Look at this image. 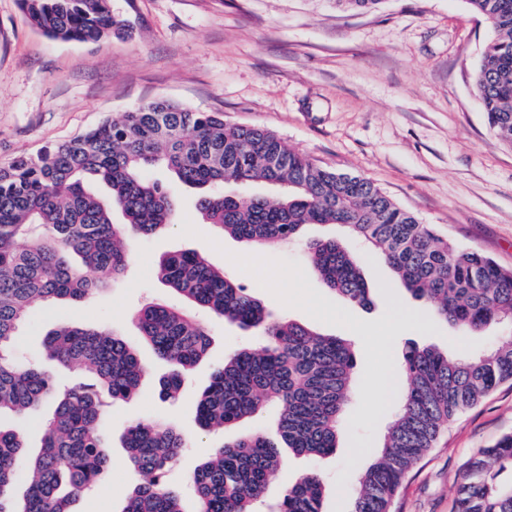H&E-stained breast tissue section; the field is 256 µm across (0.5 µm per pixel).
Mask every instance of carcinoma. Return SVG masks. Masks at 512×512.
<instances>
[{
  "label": "carcinoma",
  "instance_id": "obj_1",
  "mask_svg": "<svg viewBox=\"0 0 512 512\" xmlns=\"http://www.w3.org/2000/svg\"><path fill=\"white\" fill-rule=\"evenodd\" d=\"M28 24L60 41L98 42L131 36L112 0H18ZM492 28L474 74V90L490 130L512 145V0H468ZM162 166L202 190L198 209L210 224L249 244L298 239L307 224H334L382 256L400 287L433 307L460 331L475 335L512 320V270L483 253L454 245L401 208L373 182L313 163L271 131L224 123L158 98L108 119L69 141L0 167V414H22L46 398L56 401L40 452L25 453L23 435L0 427V512H71L73 499L97 485L111 465L99 433L104 399L126 400L145 372L132 343L104 328H62L44 341L48 356L89 366L94 378L59 386L40 370L19 364L9 349L19 325L39 303L81 301L119 279L131 242L174 224L175 200L148 179ZM104 181L110 201L86 188ZM263 182L275 197L227 195V182ZM119 210L125 224L112 223ZM311 267L327 288L367 306L371 288L359 255L334 237L307 244ZM158 278L184 299L262 340L224 358L201 393L196 418L204 431L233 428L280 407L279 440L261 432L215 448L191 477L197 512H257L286 448L322 457L337 448L338 428L351 400L354 354L335 336L268 313L224 269L185 251L163 257ZM142 340L171 366L160 396L178 398L184 377L206 356L204 322L180 308L148 302L135 313ZM407 386L401 393L380 458L359 476L352 512H395L397 492L458 414L512 380V338L490 352L453 359L432 345L402 351ZM186 440L166 422L129 425L123 447L139 476L122 512H184L179 492L164 477ZM26 483L22 501L10 491ZM326 485L316 473L286 488L269 512H323ZM456 512H512V434L467 463Z\"/></svg>",
  "mask_w": 512,
  "mask_h": 512
}]
</instances>
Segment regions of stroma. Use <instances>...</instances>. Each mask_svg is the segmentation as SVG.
Segmentation results:
<instances>
[{
	"mask_svg": "<svg viewBox=\"0 0 512 512\" xmlns=\"http://www.w3.org/2000/svg\"><path fill=\"white\" fill-rule=\"evenodd\" d=\"M112 10L129 21L131 37L64 42L31 28L18 0H0V167L167 98L222 113L233 125L272 131L318 165L369 179L450 241L512 269V148L497 141L475 96L472 73L492 32L467 0H385L372 11L342 10L334 0H112ZM148 176L176 199L174 225L135 240L126 273L105 292L38 305L14 341L20 361L59 383L92 377L43 356L47 333L64 325L120 333L146 367L130 399L107 404L101 434L112 464L94 490L72 501V512H122L138 482L122 435L138 420L170 422L187 439L166 476L180 489L185 512L197 510L190 478L215 446L252 430L276 433L274 406L220 432L199 427L196 403L214 370L234 351L260 345L258 336L199 307L194 313L208 328V353L177 400L160 397L159 380L171 367L140 338L134 314L148 301L187 306L159 280L162 256L197 251L272 314L354 345L355 394L335 452L315 459L286 453L268 483L269 503L315 470L328 488L324 512H351L356 479L376 460L407 385L404 345L464 355L512 334L498 325L463 335L398 288L373 255L362 262L372 303L351 304L324 285L306 258L308 241L343 237L342 228L311 224L296 242L253 250L203 222L198 189L159 167ZM247 252L256 274L236 271ZM506 434H512V382L449 423L403 482L396 512H454L465 465Z\"/></svg>",
	"mask_w": 512,
	"mask_h": 512,
	"instance_id": "35a3bbf8",
	"label": "stroma"
}]
</instances>
